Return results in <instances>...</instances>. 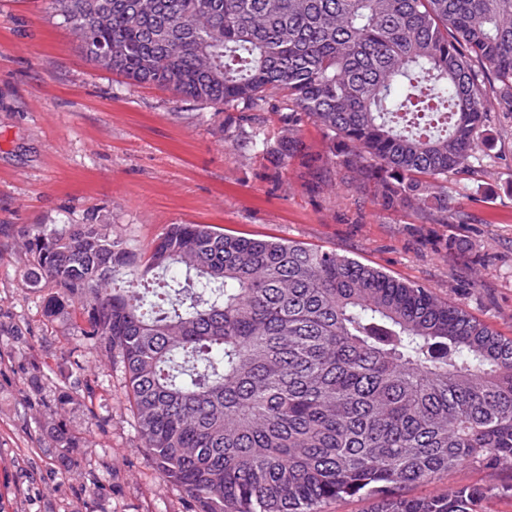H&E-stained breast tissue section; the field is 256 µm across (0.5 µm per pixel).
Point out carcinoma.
<instances>
[{
  "mask_svg": "<svg viewBox=\"0 0 512 512\" xmlns=\"http://www.w3.org/2000/svg\"><path fill=\"white\" fill-rule=\"evenodd\" d=\"M98 67L281 136L313 183L354 173L384 209L448 223L447 183L512 115V0H50ZM236 111L232 115L228 110ZM326 158L304 151V120ZM28 283L121 368L134 427L197 512H481L512 483L397 495L512 460V337L332 249L171 224L141 253L109 224L23 227ZM58 447L83 437L66 426ZM273 106L274 108L272 110ZM277 108H281V104L277 100L273 99L269 101V105L264 111L254 112L255 114L259 115L262 128L265 130L266 137L269 139L271 146L276 145L277 137L282 126V124L278 121V116L276 114L270 113L275 112ZM299 136L306 147V150L313 155H326L329 142L322 130L312 123L306 121L300 127Z\"/></svg>",
  "mask_w": 512,
  "mask_h": 512,
  "instance_id": "1",
  "label": "carcinoma"
}]
</instances>
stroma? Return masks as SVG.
<instances>
[{"label":"stroma","mask_w":512,"mask_h":512,"mask_svg":"<svg viewBox=\"0 0 512 512\" xmlns=\"http://www.w3.org/2000/svg\"><path fill=\"white\" fill-rule=\"evenodd\" d=\"M486 167L449 177V224L388 210L351 176L314 187L276 170L252 128L225 127L212 105L97 67L47 0H0V512H191L141 447L120 369L68 317H48L49 288L27 285L17 229L113 224L145 250L168 225L209 224L254 238L333 249L459 303L512 336V119L483 134ZM74 401L50 415L27 381ZM93 388V406L75 395ZM96 413L99 424L88 415ZM64 419L86 441L78 458L49 436ZM512 482L463 466L407 496Z\"/></svg>","instance_id":"1"}]
</instances>
